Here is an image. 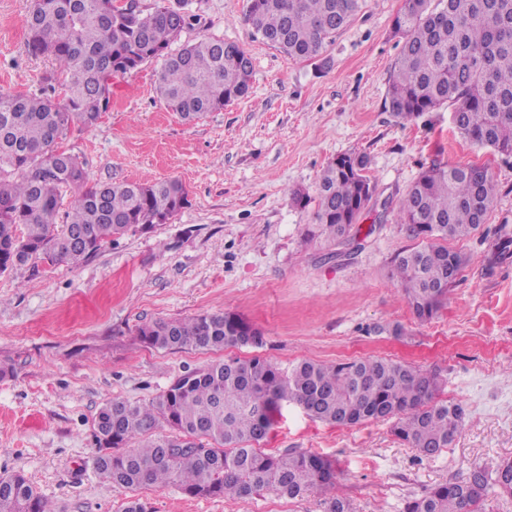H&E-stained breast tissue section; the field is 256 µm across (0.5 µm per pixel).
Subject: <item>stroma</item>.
<instances>
[{"mask_svg": "<svg viewBox=\"0 0 512 512\" xmlns=\"http://www.w3.org/2000/svg\"><path fill=\"white\" fill-rule=\"evenodd\" d=\"M404 0H362L323 60H299L255 39L247 0H190L180 43L207 35L239 43L252 62L247 97L186 121L156 91L158 61L112 80L96 126L73 128L66 148L90 183L180 180L188 205L169 223L131 230L80 263L29 260L0 274V474L19 473L55 512H119L137 497L152 512H268L276 496L200 498L175 485L127 491L93 468L92 421L106 402L148 403L179 375L219 356L299 360L374 354L441 370V399L460 404L463 426L433 456L397 440L385 422L336 427L287 405L266 452L310 451L334 461L352 512H402L407 499L512 457V158L459 138L451 110L409 120L385 106L403 40L393 20ZM29 0H0V93H32L54 67L31 56L22 19ZM367 154L375 196L353 243L330 258L304 239L329 161ZM439 161L486 167L495 197L479 232L449 240L465 265L448 301L420 322L391 275L410 241L396 224L407 188ZM232 311L259 329L260 351L145 347L139 327L160 319ZM402 336H392L393 325Z\"/></svg>", "mask_w": 512, "mask_h": 512, "instance_id": "obj_1", "label": "stroma"}]
</instances>
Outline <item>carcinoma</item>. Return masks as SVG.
Returning a JSON list of instances; mask_svg holds the SVG:
<instances>
[{
    "label": "carcinoma",
    "instance_id": "carcinoma-1",
    "mask_svg": "<svg viewBox=\"0 0 512 512\" xmlns=\"http://www.w3.org/2000/svg\"><path fill=\"white\" fill-rule=\"evenodd\" d=\"M189 0L143 13L136 0H30L23 17L29 54L55 69L40 93L0 95V273L39 258L79 262L132 229L165 224L189 203L177 179L88 184L79 158L62 149L73 126L91 128L112 97V77L161 61L165 106L192 121L248 95L251 62L237 43L202 36L169 47L191 25ZM359 9V0H248L244 21L267 44L317 59ZM403 45L387 102L402 119L452 107L463 139L512 157V0H405L394 20ZM335 158L323 170L310 240L339 246L355 236L363 209L365 154ZM74 195L57 223L66 195ZM494 185L486 168L430 163L396 215L415 244L392 259L393 277L415 317L431 319L448 299L463 257L448 240L486 222ZM140 341L164 351L260 347L261 332L237 314L205 312L139 328ZM443 379L381 356L334 362L302 359L286 370L256 355L228 358L179 376L147 404L114 399L92 424L93 465L122 489L175 484L191 497L248 498L269 490L294 499L328 495L326 512H351L336 468L312 452L272 455L259 448L283 405L338 427L389 422L424 456L449 447L462 426L460 405L438 399ZM168 426L174 435L156 437ZM494 493L512 496V458L477 466L460 481L407 500L404 512H483ZM0 512H54L21 474L0 475Z\"/></svg>",
    "mask_w": 512,
    "mask_h": 512
}]
</instances>
